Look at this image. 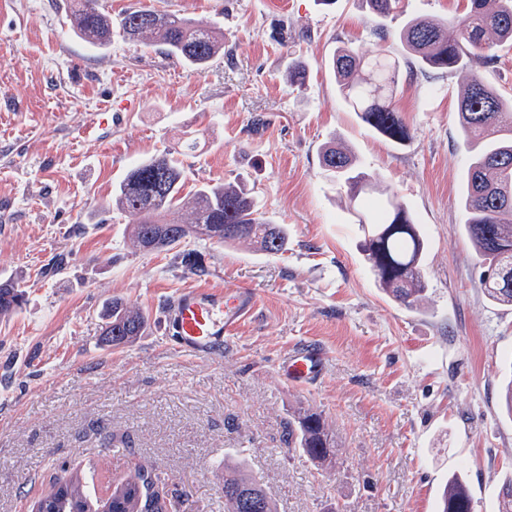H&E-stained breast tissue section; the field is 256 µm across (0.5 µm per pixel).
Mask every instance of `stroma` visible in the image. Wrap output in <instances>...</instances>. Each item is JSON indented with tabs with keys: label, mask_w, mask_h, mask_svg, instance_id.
I'll return each mask as SVG.
<instances>
[{
	"label": "stroma",
	"mask_w": 512,
	"mask_h": 512,
	"mask_svg": "<svg viewBox=\"0 0 512 512\" xmlns=\"http://www.w3.org/2000/svg\"><path fill=\"white\" fill-rule=\"evenodd\" d=\"M99 3L114 23L104 48L73 33V0H0V282L23 294L0 318V512H32L76 467L90 498L103 497L140 465L160 477L170 512H224L223 460L259 480L278 512L332 502L437 512L455 471L475 512H499L512 477V418L499 411L512 381V306L482 294L461 229L467 78L403 76L395 106L412 139L399 146L359 120L329 67L344 45L404 57L396 33L407 18L443 19L467 0H401L384 19L364 0ZM136 5L223 30V56L198 70L125 39L119 23ZM293 60L307 69L300 89L286 80ZM331 139L423 225L420 309L393 301L371 274L320 167ZM170 147L184 192L245 184L267 219L287 225V249L193 238L197 272L175 252L136 250L112 193ZM197 286L257 295L254 314L206 358L174 351L160 317L176 291ZM116 299L147 317L143 335L120 347L100 336ZM302 347L320 352L322 370L298 384L280 364ZM302 409L333 433L332 467L289 448L288 422Z\"/></svg>",
	"instance_id": "35a3bbf8"
}]
</instances>
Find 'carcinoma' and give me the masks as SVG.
I'll return each mask as SVG.
<instances>
[{
	"mask_svg": "<svg viewBox=\"0 0 512 512\" xmlns=\"http://www.w3.org/2000/svg\"><path fill=\"white\" fill-rule=\"evenodd\" d=\"M377 17L397 9L400 0H365ZM75 34L96 47L112 41V20L98 0H75ZM123 36L131 41L161 46L170 55L197 69H205L224 51V34L210 25L176 13L151 8L128 11L121 19ZM399 40L420 72H461L468 82L459 105L462 135L473 155L462 183L466 214L463 230L483 272L493 271L498 281L480 282L484 295L499 305H512V98L486 84L478 68L491 57L490 41L512 44V0H468L467 11L450 20L415 17L399 32ZM332 70L345 102L371 129L395 144L411 140L408 126L393 104L402 69L382 51L359 53L339 48ZM306 67L288 64V83L301 87ZM320 165L339 186L362 233L360 250L375 281L393 300L409 307L420 305L427 292L424 271L426 239L420 225L397 193L368 173L355 155L334 141L324 144ZM183 170L174 153L164 151L134 166L115 190L113 203L131 219L133 245L142 252L170 251L181 238L204 237L220 246L251 245L268 255L284 252L288 230L258 212L252 192L240 183L207 184L188 196L180 195ZM19 304L18 289L0 283V316ZM147 323L143 312L120 301L112 302V321L106 335L114 346L133 343ZM288 445L312 461L330 466L337 445L322 415L298 412L288 421ZM245 491L259 497L258 512H276L263 486L254 478L224 466V512H248L241 499ZM68 497L76 512H93L84 493L83 477L74 472L56 482L39 500L36 512H53L56 502ZM167 496L157 489L152 472L139 468L121 494L111 492L102 501L103 512H169ZM438 512H474L467 480L448 476Z\"/></svg>",
	"mask_w": 512,
	"mask_h": 512,
	"instance_id": "obj_1",
	"label": "carcinoma"
}]
</instances>
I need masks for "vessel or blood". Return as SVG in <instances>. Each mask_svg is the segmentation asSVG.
Segmentation results:
<instances>
[{
  "label": "vessel or blood",
  "instance_id": "obj_1",
  "mask_svg": "<svg viewBox=\"0 0 512 512\" xmlns=\"http://www.w3.org/2000/svg\"><path fill=\"white\" fill-rule=\"evenodd\" d=\"M256 305L257 297L248 288H186L164 303L163 314L178 350L207 357L223 348ZM318 358L315 351H303L283 361L281 371L289 381L306 380Z\"/></svg>",
  "mask_w": 512,
  "mask_h": 512
}]
</instances>
